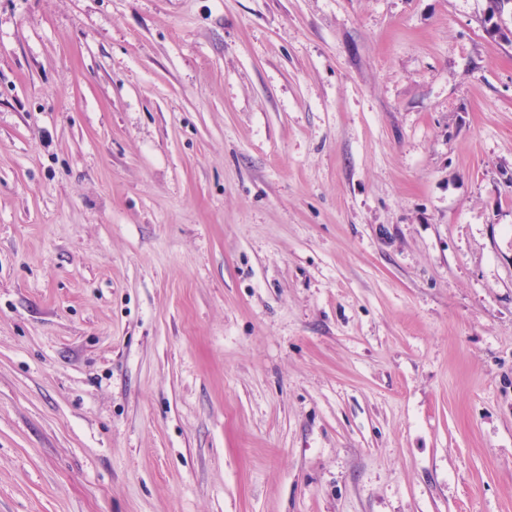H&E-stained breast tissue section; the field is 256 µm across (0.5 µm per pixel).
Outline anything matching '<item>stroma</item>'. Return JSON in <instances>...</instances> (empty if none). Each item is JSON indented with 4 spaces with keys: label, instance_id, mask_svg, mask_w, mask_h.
<instances>
[{
    "label": "stroma",
    "instance_id": "35a3bbf8",
    "mask_svg": "<svg viewBox=\"0 0 512 512\" xmlns=\"http://www.w3.org/2000/svg\"><path fill=\"white\" fill-rule=\"evenodd\" d=\"M486 9L0 0V512H512Z\"/></svg>",
    "mask_w": 512,
    "mask_h": 512
}]
</instances>
